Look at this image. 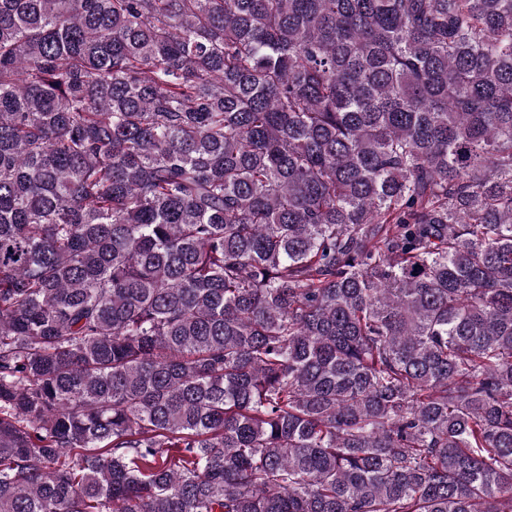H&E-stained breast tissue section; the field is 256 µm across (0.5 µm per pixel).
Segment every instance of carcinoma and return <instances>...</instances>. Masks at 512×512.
<instances>
[{
	"label": "carcinoma",
	"instance_id": "cac0c4a2",
	"mask_svg": "<svg viewBox=\"0 0 512 512\" xmlns=\"http://www.w3.org/2000/svg\"><path fill=\"white\" fill-rule=\"evenodd\" d=\"M0 512H512V0H0Z\"/></svg>",
	"mask_w": 512,
	"mask_h": 512
}]
</instances>
